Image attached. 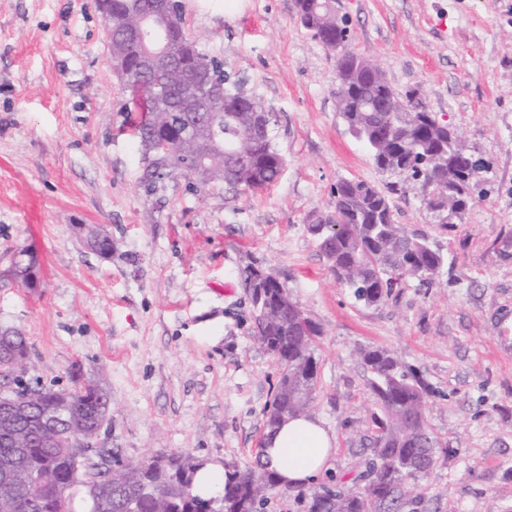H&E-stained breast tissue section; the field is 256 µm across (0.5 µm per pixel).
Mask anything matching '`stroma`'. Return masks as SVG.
Masks as SVG:
<instances>
[{"mask_svg": "<svg viewBox=\"0 0 512 512\" xmlns=\"http://www.w3.org/2000/svg\"><path fill=\"white\" fill-rule=\"evenodd\" d=\"M203 53L270 112L285 158L269 187L155 192L126 128L130 93L94 0H0V327L21 330L30 381L99 384V444L138 461L183 451L244 464L264 438L279 366L254 338L247 266L284 283L321 329L313 413L336 437L317 486L363 470L375 410L362 350L401 356L429 387L441 440L421 512H512V0H336L350 47L383 68L486 166L444 215L422 183L379 171L337 107L336 54L296 0H182ZM343 179L386 190L447 273L376 306L337 281L309 230ZM105 228L112 253L86 243ZM30 267L29 277L19 268Z\"/></svg>", "mask_w": 512, "mask_h": 512, "instance_id": "35a3bbf8", "label": "stroma"}]
</instances>
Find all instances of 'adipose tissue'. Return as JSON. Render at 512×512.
Returning a JSON list of instances; mask_svg holds the SVG:
<instances>
[{
  "mask_svg": "<svg viewBox=\"0 0 512 512\" xmlns=\"http://www.w3.org/2000/svg\"><path fill=\"white\" fill-rule=\"evenodd\" d=\"M335 436L314 417H297L267 432L263 460L282 486L301 487L331 469Z\"/></svg>",
  "mask_w": 512,
  "mask_h": 512,
  "instance_id": "obj_1",
  "label": "adipose tissue"
}]
</instances>
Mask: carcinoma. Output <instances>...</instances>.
Returning a JSON list of instances; mask_svg holds the SVG:
<instances>
[{
	"instance_id": "obj_1",
	"label": "carcinoma",
	"mask_w": 512,
	"mask_h": 512,
	"mask_svg": "<svg viewBox=\"0 0 512 512\" xmlns=\"http://www.w3.org/2000/svg\"><path fill=\"white\" fill-rule=\"evenodd\" d=\"M304 2L308 11L317 13L315 36L333 49L334 0ZM142 7L147 4L112 0V17L117 23L108 36L112 55L134 53L129 36L136 31L144 45L152 47L168 40L182 22L180 3L168 19L150 26L142 21ZM177 59L178 64L168 70L129 69L123 77L141 112L132 132L142 152L144 185L150 189L160 182V170L167 178L181 174L201 188L228 184L255 191L275 182L285 160L273 144L270 127L255 123L254 116L263 112V107L241 87L235 88L233 97L218 111L197 119L187 112L160 111V91L171 96L183 90L182 68L205 67L228 79L223 63L193 44L179 49ZM344 83L349 93L335 91L338 112L376 166L383 172L420 180L447 198L445 204L428 200L432 210L444 206L450 211L465 209L469 181L450 182L448 177L459 169L474 178L484 164L429 112L417 92L400 96L381 71L374 77L365 76L357 67L356 56L349 52L336 57V86ZM200 136L211 143V158L195 167L193 152ZM309 230L319 240L338 282L366 306L381 303L408 278L432 284L443 273L445 259L428 236L395 223L387 195L363 180L339 181L333 211L325 222L312 224ZM244 284L250 291L256 338L280 365L272 410L266 413V427L272 429L286 419L312 413L317 383L313 346L320 329L306 317L307 332H298L294 321L298 304L275 276L250 266ZM0 335L11 336L9 346L15 357L12 366L3 368L17 383L11 394L28 396L30 406L14 426L0 425V509L10 512L11 498L21 499L23 487L33 480L41 488L39 501L30 509L17 507L15 512H74L72 490L84 486L81 459L56 443L70 440L80 444L84 438L68 424L43 432L40 418L59 411L69 419L77 412L103 426L111 419L102 402L106 395L91 384L76 385L67 406L55 388L23 385L31 364L25 337L9 328L0 330ZM360 356L376 400L371 458L366 471L333 489L308 494V512H417L419 480L434 467L441 447L425 415L427 385L387 349H365ZM178 457L171 453L164 466L144 461L132 483L121 490L128 512H261L269 495L280 490L275 473L265 468L257 455L254 463L244 467L225 465L221 496L203 498L193 491L195 470L181 469ZM115 494L108 481L86 488L85 512H113Z\"/></svg>"
}]
</instances>
